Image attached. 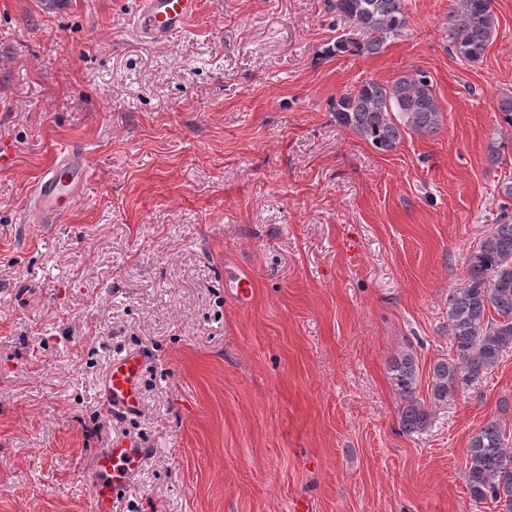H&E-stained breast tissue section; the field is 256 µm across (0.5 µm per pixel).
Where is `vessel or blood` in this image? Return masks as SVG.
Returning a JSON list of instances; mask_svg holds the SVG:
<instances>
[{
    "instance_id": "obj_1",
    "label": "vessel or blood",
    "mask_w": 512,
    "mask_h": 512,
    "mask_svg": "<svg viewBox=\"0 0 512 512\" xmlns=\"http://www.w3.org/2000/svg\"><path fill=\"white\" fill-rule=\"evenodd\" d=\"M199 0H139L138 22L150 38L164 40L182 32L198 11ZM86 157L69 149L37 182L33 202L43 221L63 217L83 189ZM142 359L129 352L115 359L106 376L103 398L113 413L134 414L139 407ZM147 449L133 443H115L102 449L94 463L97 479L92 487V512H112L114 497L129 492L130 478L147 456Z\"/></svg>"
}]
</instances>
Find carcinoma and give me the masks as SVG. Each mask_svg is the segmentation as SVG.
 Segmentation results:
<instances>
[{"label":"carcinoma","instance_id":"cac0c4a2","mask_svg":"<svg viewBox=\"0 0 512 512\" xmlns=\"http://www.w3.org/2000/svg\"><path fill=\"white\" fill-rule=\"evenodd\" d=\"M343 31L327 43V56L365 57L380 53L405 34V0H328ZM498 19L492 0H454L448 6V47L462 61L479 62L492 43ZM355 30V39L346 30ZM499 122L512 130V96L499 100ZM336 124L382 153L395 150L405 134L436 133L442 112L430 76L407 70L390 83L367 81L336 98ZM466 273L448 293V357L429 372L428 398L419 397L422 372L414 353L390 359L389 382L400 397L399 426L405 433L424 430L433 405L463 386L483 379L512 349V217L503 210L498 223L468 254ZM466 488L476 502L492 501L512 512V434L498 419L483 424L469 439Z\"/></svg>","mask_w":512,"mask_h":512}]
</instances>
